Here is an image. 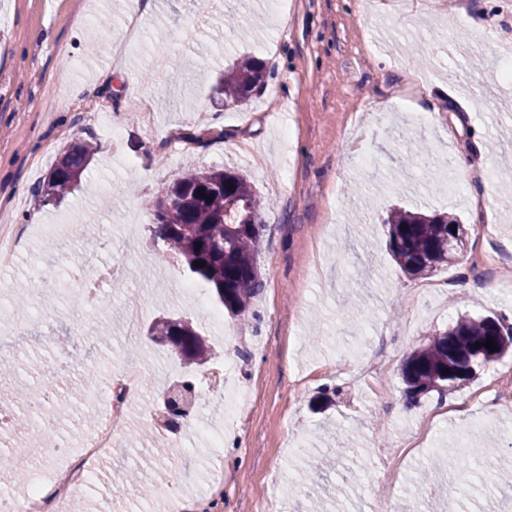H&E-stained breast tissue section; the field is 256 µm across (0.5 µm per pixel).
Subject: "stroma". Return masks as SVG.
Listing matches in <instances>:
<instances>
[{
  "mask_svg": "<svg viewBox=\"0 0 512 512\" xmlns=\"http://www.w3.org/2000/svg\"><path fill=\"white\" fill-rule=\"evenodd\" d=\"M102 21L111 33L87 52ZM243 55L264 62L263 90L216 105L218 74ZM500 56L512 57V0H214L204 19L189 0H0V225L26 229L0 265V350L16 365L0 385L24 396L50 388L53 431L66 435L96 419L84 396L104 359L145 372L120 446L75 497L83 512H169L172 495L193 512L214 489L223 512H259L270 497L280 512H314L320 498L338 499L337 512H376L385 495L391 512L409 501L416 512H512V405L480 401L493 384L512 393V379L496 380L512 355L413 402L400 375L412 351L457 319L512 307V278L483 263L512 259V181L499 177L512 168V83L498 101L476 95L478 83L496 81ZM203 129L225 136L187 140ZM420 136L448 167L443 179L419 161L396 175ZM88 139L98 151L79 186L39 206L60 153ZM462 155L471 171L457 169ZM200 167L239 171L273 203L256 319L212 323L217 302L207 289L182 291L177 255L144 260L153 239L143 200ZM394 205L454 212L475 240L454 265L407 277L382 226ZM92 220L108 240L85 236ZM36 222L61 229L45 235ZM38 270L57 296L17 308L18 283ZM134 296L142 316L132 328ZM178 315L217 356L228 336L255 327L264 346L239 377L253 416L225 423L222 395L209 394L204 433L174 449L135 434L152 423L144 403L162 409L166 383L185 370L148 334L158 317ZM375 354L388 366L372 390L359 367ZM325 389L333 402L316 409L311 399ZM210 428L224 433L221 452ZM400 453L401 482L385 491L382 457ZM452 486L459 496L448 497Z\"/></svg>",
  "mask_w": 512,
  "mask_h": 512,
  "instance_id": "35a3bbf8",
  "label": "stroma"
}]
</instances>
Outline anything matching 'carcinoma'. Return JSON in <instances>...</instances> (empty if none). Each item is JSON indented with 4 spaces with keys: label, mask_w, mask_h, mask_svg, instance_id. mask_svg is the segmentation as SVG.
<instances>
[{
    "label": "carcinoma",
    "mask_w": 512,
    "mask_h": 512,
    "mask_svg": "<svg viewBox=\"0 0 512 512\" xmlns=\"http://www.w3.org/2000/svg\"><path fill=\"white\" fill-rule=\"evenodd\" d=\"M265 76L258 58L243 57L219 77L213 92L244 104L260 91ZM93 155L88 142L68 146L40 186L42 205L54 204L73 190ZM146 211L161 247L152 251L151 259L174 252L188 274L206 285L229 313L243 317L250 313L253 299L265 287L259 263L264 208L244 175L224 168L184 171L166 193L150 199ZM382 224L393 260L411 277L454 263L465 243L459 239L448 244V234L460 222L446 212L428 215L393 208ZM198 260L205 266H195ZM154 330L187 364L203 365L215 357L187 317L162 318ZM490 338L498 347L494 352L485 346ZM511 347L512 325L505 318L462 317L406 359L402 366L405 394L411 400L433 390L443 395L472 380L477 370L499 360Z\"/></svg>",
    "instance_id": "carcinoma-1"
}]
</instances>
